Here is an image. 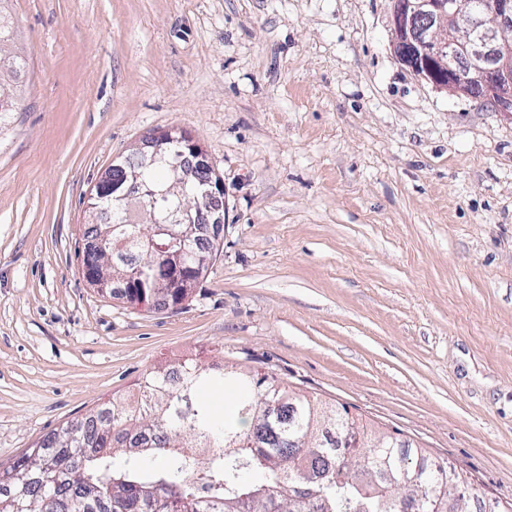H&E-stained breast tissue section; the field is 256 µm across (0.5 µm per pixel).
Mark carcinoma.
I'll use <instances>...</instances> for the list:
<instances>
[{
  "instance_id": "carcinoma-1",
  "label": "carcinoma",
  "mask_w": 512,
  "mask_h": 512,
  "mask_svg": "<svg viewBox=\"0 0 512 512\" xmlns=\"http://www.w3.org/2000/svg\"><path fill=\"white\" fill-rule=\"evenodd\" d=\"M15 20L0 0V131L18 110L4 74L24 71L11 51ZM126 248L82 264L139 271L166 286L159 224H120ZM134 403L112 397L0 466V512H444L446 496L477 497L459 482L444 491L448 464L396 447L336 445L347 438V407L286 386L272 371L185 360L174 373L150 372ZM424 468L416 483L404 472Z\"/></svg>"
}]
</instances>
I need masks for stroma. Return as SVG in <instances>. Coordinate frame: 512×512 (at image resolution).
Returning <instances> with one entry per match:
<instances>
[{"label": "stroma", "instance_id": "stroma-1", "mask_svg": "<svg viewBox=\"0 0 512 512\" xmlns=\"http://www.w3.org/2000/svg\"><path fill=\"white\" fill-rule=\"evenodd\" d=\"M0 135V464L218 349L399 430L512 502V115L393 48L392 0H11ZM180 128L224 180L192 292H102L78 255L113 159ZM10 0H0V132L11 122L14 112H18V89L2 78L4 73L17 74L24 71L26 61L11 51V44L15 36V20L9 10ZM9 92V102L7 105L1 104V98Z\"/></svg>", "mask_w": 512, "mask_h": 512}]
</instances>
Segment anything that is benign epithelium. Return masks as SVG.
Returning a JSON list of instances; mask_svg holds the SVG:
<instances>
[{
    "instance_id": "obj_1",
    "label": "benign epithelium",
    "mask_w": 512,
    "mask_h": 512,
    "mask_svg": "<svg viewBox=\"0 0 512 512\" xmlns=\"http://www.w3.org/2000/svg\"><path fill=\"white\" fill-rule=\"evenodd\" d=\"M392 26L394 49L416 76L441 89L493 98L500 111L512 112V0H393ZM133 153L141 159V171L112 185L117 209L133 199L144 209L174 188L188 189L190 200L179 201L155 223L181 240L191 238L199 224L211 238L223 234L224 181L217 174L199 176L197 169L210 162L186 132L172 129L152 136ZM162 160L174 175L165 190L146 176ZM86 280L102 291L124 288L142 303L156 300L154 293L145 291L147 279L137 273L106 276L93 267ZM195 281V267L175 255L168 264L170 293L186 295Z\"/></svg>"
}]
</instances>
